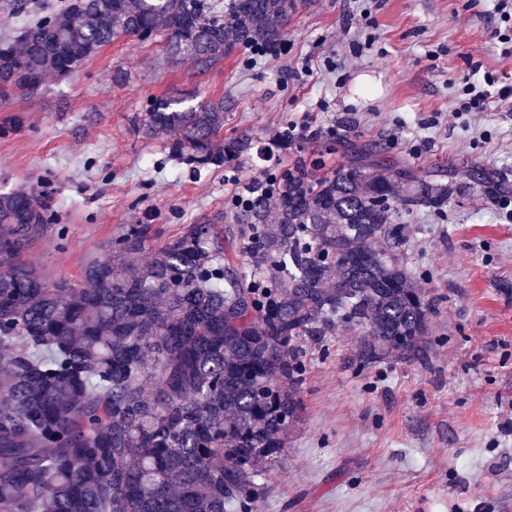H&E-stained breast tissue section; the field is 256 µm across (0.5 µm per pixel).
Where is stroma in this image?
I'll return each instance as SVG.
<instances>
[{"mask_svg":"<svg viewBox=\"0 0 512 512\" xmlns=\"http://www.w3.org/2000/svg\"><path fill=\"white\" fill-rule=\"evenodd\" d=\"M63 0H0V39ZM493 0H306L288 23V51L234 52L211 68L170 57L164 36L121 37L66 78L0 97V193L25 190L63 217L25 255L47 280L82 285L84 265L136 226L144 257L211 224L229 261L247 240L229 200L297 155L335 138L326 167L355 148L448 187L439 212H399L401 250L433 298L423 359L361 361V329L302 341L303 409L286 454L259 494L262 512H512V108L449 124L457 83L473 65L512 84V51L492 39ZM159 97L223 99L224 134L253 148L239 165L201 169L173 156L172 133L142 120ZM307 119L313 139L277 148Z\"/></svg>","mask_w":512,"mask_h":512,"instance_id":"35a3bbf8","label":"stroma"}]
</instances>
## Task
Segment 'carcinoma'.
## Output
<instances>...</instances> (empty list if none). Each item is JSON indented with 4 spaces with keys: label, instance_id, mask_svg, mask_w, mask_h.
I'll list each match as a JSON object with an SVG mask.
<instances>
[{
    "label": "carcinoma",
    "instance_id": "cac0c4a2",
    "mask_svg": "<svg viewBox=\"0 0 512 512\" xmlns=\"http://www.w3.org/2000/svg\"><path fill=\"white\" fill-rule=\"evenodd\" d=\"M301 4L67 0L0 41V94L34 92L114 39L160 30L203 68L236 49L277 54ZM182 103L157 98L143 120L179 132L172 154L226 166L252 149L224 136V100ZM367 156L316 179L307 157L267 175L233 213L247 270L224 263L209 224L147 260L134 228L84 267L82 288L22 259L59 214L0 194V512H254L302 410L303 338L358 326L366 362L425 354L434 300L397 251L395 203L440 211L448 186Z\"/></svg>",
    "mask_w": 512,
    "mask_h": 512
}]
</instances>
